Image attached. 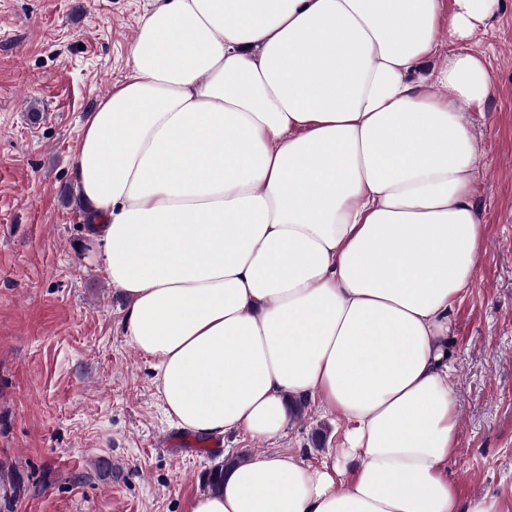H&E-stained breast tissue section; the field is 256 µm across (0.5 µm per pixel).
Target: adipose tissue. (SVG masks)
<instances>
[{"instance_id": "obj_1", "label": "adipose tissue", "mask_w": 512, "mask_h": 512, "mask_svg": "<svg viewBox=\"0 0 512 512\" xmlns=\"http://www.w3.org/2000/svg\"><path fill=\"white\" fill-rule=\"evenodd\" d=\"M495 0H151L73 179L161 409L203 438L335 414L319 463L268 451L190 512L459 507L449 313L484 226L470 40Z\"/></svg>"}]
</instances>
